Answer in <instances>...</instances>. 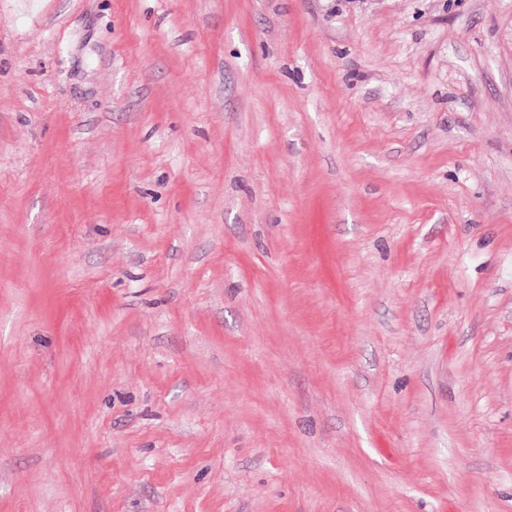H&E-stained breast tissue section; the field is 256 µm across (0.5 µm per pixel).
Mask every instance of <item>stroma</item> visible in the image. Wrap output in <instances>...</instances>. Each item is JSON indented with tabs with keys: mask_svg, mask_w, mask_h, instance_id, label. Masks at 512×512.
Listing matches in <instances>:
<instances>
[{
	"mask_svg": "<svg viewBox=\"0 0 512 512\" xmlns=\"http://www.w3.org/2000/svg\"><path fill=\"white\" fill-rule=\"evenodd\" d=\"M0 512H512V0H0Z\"/></svg>",
	"mask_w": 512,
	"mask_h": 512,
	"instance_id": "obj_1",
	"label": "stroma"
}]
</instances>
